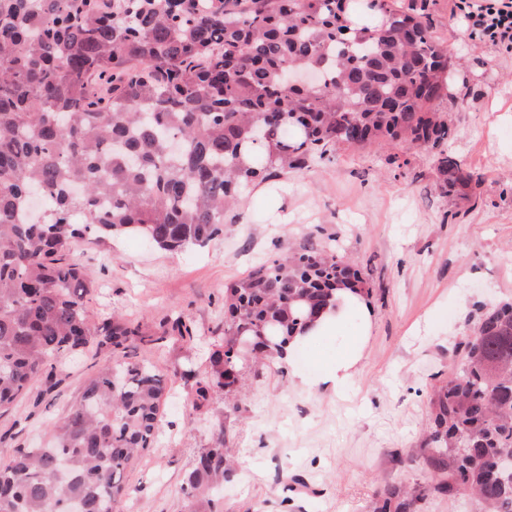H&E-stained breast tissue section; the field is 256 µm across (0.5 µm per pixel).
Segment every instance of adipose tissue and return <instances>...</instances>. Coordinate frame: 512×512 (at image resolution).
<instances>
[{"mask_svg":"<svg viewBox=\"0 0 512 512\" xmlns=\"http://www.w3.org/2000/svg\"><path fill=\"white\" fill-rule=\"evenodd\" d=\"M369 329L370 310L363 296L339 290L334 294L331 307L305 336L285 344L275 359L289 368L294 385L305 390L323 386L337 392L352 380ZM339 336L346 337L345 346L336 351L328 350V343ZM306 345L316 350L314 370L309 374L294 367L297 351Z\"/></svg>","mask_w":512,"mask_h":512,"instance_id":"ef3b65f1","label":"adipose tissue"}]
</instances>
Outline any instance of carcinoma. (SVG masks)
<instances>
[{
    "label": "carcinoma",
    "instance_id": "cac0c4a2",
    "mask_svg": "<svg viewBox=\"0 0 512 512\" xmlns=\"http://www.w3.org/2000/svg\"><path fill=\"white\" fill-rule=\"evenodd\" d=\"M362 7L381 24L356 22L349 0H0V409L70 353L94 344L110 355L47 445L0 464V512H118L168 394L167 374L134 351L193 340L180 318L160 333L120 316L91 323L81 246L137 234L166 251L203 248L257 179L372 140L436 149L448 193L472 189L474 174L443 150L447 52L424 14L394 0ZM290 68L318 81L290 87ZM33 190L47 203L41 223L25 216ZM339 283L367 291L333 250L303 246L224 286V336L197 401L224 391L233 333L262 327L278 348ZM478 312L464 362L429 399L423 491L512 512V464L488 466L512 458V303ZM231 469L220 424L188 474L189 512L214 506ZM417 501L386 485L374 512H415Z\"/></svg>",
    "mask_w": 512,
    "mask_h": 512
}]
</instances>
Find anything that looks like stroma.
Wrapping results in <instances>:
<instances>
[{
    "label": "stroma",
    "instance_id": "obj_1",
    "mask_svg": "<svg viewBox=\"0 0 512 512\" xmlns=\"http://www.w3.org/2000/svg\"><path fill=\"white\" fill-rule=\"evenodd\" d=\"M396 4L425 8L459 62L448 79L447 150L480 177L468 195L446 193L433 150L374 141L255 183L207 247L171 252L120 235L78 252L93 282V323L119 315L156 332L179 317L195 337L138 351L171 391L154 448L127 470L120 512H185L187 475L219 428L236 468L216 512H372L384 485L424 483L429 395L456 372L477 304L512 301V52L469 39L448 0ZM300 245L334 249L371 289L352 382L305 391L276 361L251 358L235 391L195 406L196 379L224 332L225 284ZM107 358L92 346L64 357L1 411L0 459L48 440Z\"/></svg>",
    "mask_w": 512,
    "mask_h": 512
}]
</instances>
